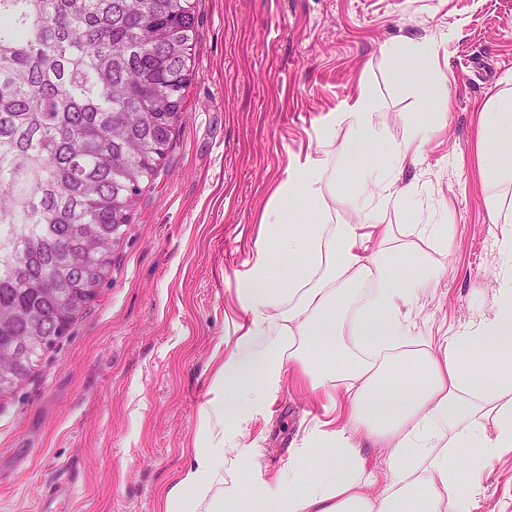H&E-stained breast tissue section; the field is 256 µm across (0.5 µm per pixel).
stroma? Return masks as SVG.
Listing matches in <instances>:
<instances>
[{
	"instance_id": "obj_1",
	"label": "stroma",
	"mask_w": 512,
	"mask_h": 512,
	"mask_svg": "<svg viewBox=\"0 0 512 512\" xmlns=\"http://www.w3.org/2000/svg\"><path fill=\"white\" fill-rule=\"evenodd\" d=\"M194 68L173 143L112 257L96 300L33 377L0 399V512H38L45 488L70 481L57 512H156L187 462L210 398L215 353L232 328L238 277L259 215L285 171L314 154L331 113L369 81L384 142L428 124L417 162L398 173L426 202L392 211L398 243L425 253L431 288L405 307L423 343L454 334L491 303L502 269L484 201L478 137L485 104L512 72V0H196ZM431 40L448 112L398 90L383 54ZM337 200L362 192L376 162L346 131ZM442 228L447 253L411 234ZM260 452L238 474L253 491L287 467L302 437L328 419L322 400L286 372ZM473 512H512V452L489 467Z\"/></svg>"
}]
</instances>
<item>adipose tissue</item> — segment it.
I'll use <instances>...</instances> for the list:
<instances>
[{"label":"adipose tissue","mask_w":512,"mask_h":512,"mask_svg":"<svg viewBox=\"0 0 512 512\" xmlns=\"http://www.w3.org/2000/svg\"><path fill=\"white\" fill-rule=\"evenodd\" d=\"M436 54L430 41L386 50L398 88L444 108L448 84L433 72ZM377 108L364 82L329 123L361 136L373 151ZM483 112L479 155L506 260L488 311L432 347L419 345L401 310L435 278L420 252L394 249L395 228L385 221L413 196L397 173L418 155L424 124L391 143L386 176L361 174L367 194L349 200L350 217L341 222L336 184L344 159L335 137H326L314 157L286 171L261 214L254 258L238 281L233 332L215 357L213 397L161 512H252L257 503L264 512H471L480 486L461 481V466L478 474L512 450L511 74ZM281 255L288 275L274 288L271 260ZM399 260L416 268L415 279L393 275ZM367 282L375 289L366 300L349 295ZM289 365L311 390L344 405L343 423L310 430L292 465L247 498L237 483L242 440L271 415ZM369 443L391 450L384 475L366 468Z\"/></svg>","instance_id":"ef3b65f1"}]
</instances>
